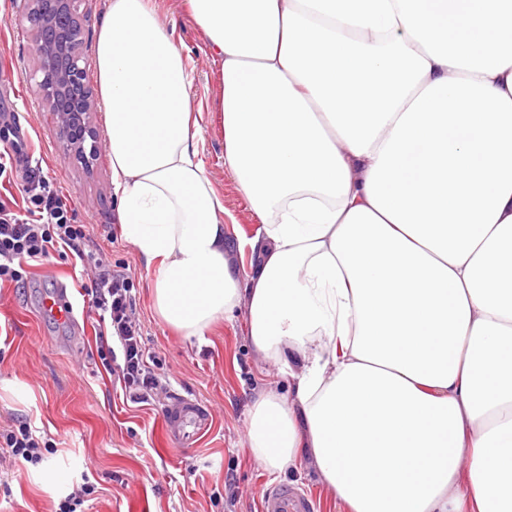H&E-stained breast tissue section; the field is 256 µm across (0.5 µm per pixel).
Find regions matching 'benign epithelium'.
Returning a JSON list of instances; mask_svg holds the SVG:
<instances>
[{"label": "benign epithelium", "instance_id": "obj_1", "mask_svg": "<svg viewBox=\"0 0 512 512\" xmlns=\"http://www.w3.org/2000/svg\"><path fill=\"white\" fill-rule=\"evenodd\" d=\"M76 0H23V7L41 15L35 54L44 73L41 92L66 143V154L91 164L102 143L92 126L94 104L82 92L85 68L81 42L74 40Z\"/></svg>", "mask_w": 512, "mask_h": 512}]
</instances>
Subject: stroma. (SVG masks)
I'll list each match as a JSON object with an SVG mask.
<instances>
[{
    "mask_svg": "<svg viewBox=\"0 0 512 512\" xmlns=\"http://www.w3.org/2000/svg\"><path fill=\"white\" fill-rule=\"evenodd\" d=\"M163 19L192 59L189 96L206 129L201 159L224 196L225 238L242 268L254 256L248 246L258 224L224 166V141L216 112L217 73L201 52V36L179 0H154ZM106 0H78L84 34L86 80L96 86V32ZM36 29L21 0H0V44L11 67L0 73V118L31 135V168L68 198L75 223L90 227L84 248H104L114 265L135 276L134 305L143 341L169 375L171 394L209 406L216 419L199 445L175 451L165 431L167 398L142 406L126 402L120 383L98 353L99 317L84 295L74 259L51 256L31 268L24 285L0 282V426L24 417L55 448L44 466L66 487L49 491L34 482L35 468L0 458V512H57L68 492L94 486L84 512H258V489L281 481L308 490L314 512H341L321 480L308 470L274 477L257 462L248 443L249 410L263 390L287 391L288 378L267 362L247 336L246 314L222 321L201 337H184L153 307L151 276L136 250L119 238L108 155L92 166L64 155L63 136L40 92L44 74L34 53ZM72 291L78 322L68 326L40 313L37 303L59 284Z\"/></svg>",
    "mask_w": 512,
    "mask_h": 512,
    "instance_id": "obj_1",
    "label": "stroma"
}]
</instances>
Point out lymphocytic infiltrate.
Listing matches in <instances>:
<instances>
[{"instance_id": "1", "label": "lymphocytic infiltrate", "mask_w": 512, "mask_h": 512, "mask_svg": "<svg viewBox=\"0 0 512 512\" xmlns=\"http://www.w3.org/2000/svg\"><path fill=\"white\" fill-rule=\"evenodd\" d=\"M39 188L20 211L0 200V281L22 283L32 264L63 250L74 252L90 282L91 306L112 338L111 346L102 351L104 367L117 375L132 402L154 399L162 384L155 357L143 343L134 316L132 277L113 268L104 252L85 251L88 226L72 223L70 206L49 182H40ZM0 447L9 449L18 461L36 465L43 459V442L25 419L0 429Z\"/></svg>"}]
</instances>
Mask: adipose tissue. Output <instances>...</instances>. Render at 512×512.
<instances>
[{
  "label": "adipose tissue",
  "instance_id": "obj_1",
  "mask_svg": "<svg viewBox=\"0 0 512 512\" xmlns=\"http://www.w3.org/2000/svg\"><path fill=\"white\" fill-rule=\"evenodd\" d=\"M218 68L224 165L259 227L239 277L187 57L151 0L95 43L121 238L156 313L245 307L287 393L270 473L345 512H512V0H182Z\"/></svg>",
  "mask_w": 512,
  "mask_h": 512
}]
</instances>
